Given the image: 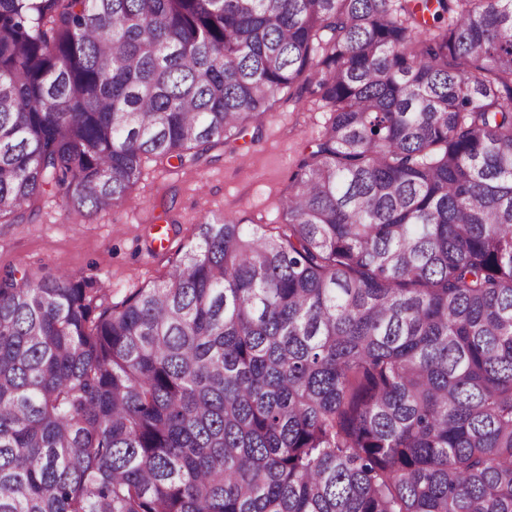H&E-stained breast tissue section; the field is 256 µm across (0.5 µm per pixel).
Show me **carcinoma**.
I'll return each mask as SVG.
<instances>
[{"instance_id":"1","label":"carcinoma","mask_w":512,"mask_h":512,"mask_svg":"<svg viewBox=\"0 0 512 512\" xmlns=\"http://www.w3.org/2000/svg\"><path fill=\"white\" fill-rule=\"evenodd\" d=\"M328 118L275 234L119 305L0 277V512H512V0H0V223Z\"/></svg>"}]
</instances>
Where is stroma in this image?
I'll return each mask as SVG.
<instances>
[{
	"label": "stroma",
	"mask_w": 512,
	"mask_h": 512,
	"mask_svg": "<svg viewBox=\"0 0 512 512\" xmlns=\"http://www.w3.org/2000/svg\"><path fill=\"white\" fill-rule=\"evenodd\" d=\"M326 118L309 94L278 96L259 134L216 145L192 166L147 162L132 191L134 207L75 218L61 194H47L22 221L0 223V273L76 271L117 305L163 280L194 244L202 216L229 213L272 232L283 222L280 201L291 176L315 150ZM162 198L173 203L164 216L153 208Z\"/></svg>",
	"instance_id": "stroma-1"
}]
</instances>
